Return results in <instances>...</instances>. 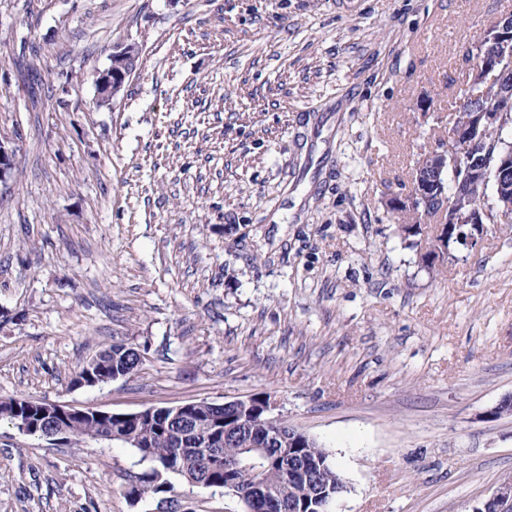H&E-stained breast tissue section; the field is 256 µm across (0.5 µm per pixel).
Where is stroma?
Here are the masks:
<instances>
[{
  "mask_svg": "<svg viewBox=\"0 0 512 512\" xmlns=\"http://www.w3.org/2000/svg\"><path fill=\"white\" fill-rule=\"evenodd\" d=\"M512 0H0V401L268 395L330 512H471L512 476V224L425 266L386 206ZM139 50L112 104L94 76ZM432 100V111L421 109ZM117 340L138 374L76 387ZM118 442L0 422V512H159ZM183 512H244L175 481Z\"/></svg>",
  "mask_w": 512,
  "mask_h": 512,
  "instance_id": "stroma-1",
  "label": "stroma"
}]
</instances>
